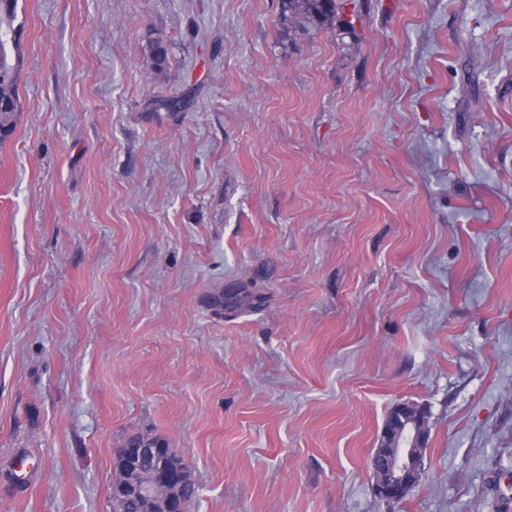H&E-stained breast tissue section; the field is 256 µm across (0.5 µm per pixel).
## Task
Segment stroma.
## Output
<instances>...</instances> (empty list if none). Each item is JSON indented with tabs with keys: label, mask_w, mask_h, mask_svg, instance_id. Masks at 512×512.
I'll return each mask as SVG.
<instances>
[{
	"label": "stroma",
	"mask_w": 512,
	"mask_h": 512,
	"mask_svg": "<svg viewBox=\"0 0 512 512\" xmlns=\"http://www.w3.org/2000/svg\"><path fill=\"white\" fill-rule=\"evenodd\" d=\"M359 16L344 46L279 0H18L0 512H112L136 433L188 512H512V0ZM403 401L424 474L386 503ZM408 402L396 403L389 411L383 428L384 443L391 451L375 452L372 458L373 491L387 503L403 500L423 474V449L426 443L425 425H420L418 414L411 415Z\"/></svg>",
	"instance_id": "obj_1"
}]
</instances>
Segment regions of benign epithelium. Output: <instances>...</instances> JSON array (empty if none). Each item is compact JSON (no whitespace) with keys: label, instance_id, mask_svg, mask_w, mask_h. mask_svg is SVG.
<instances>
[{"label":"benign epithelium","instance_id":"benign-epithelium-1","mask_svg":"<svg viewBox=\"0 0 512 512\" xmlns=\"http://www.w3.org/2000/svg\"><path fill=\"white\" fill-rule=\"evenodd\" d=\"M411 407V403L400 402L391 408L382 428L390 450L377 451L372 458L373 491L387 503L407 497L423 474L426 428L418 415L407 412ZM117 455L123 467L114 491L137 500L147 512H184V504H176V498L187 475L172 461V449L126 441Z\"/></svg>","mask_w":512,"mask_h":512}]
</instances>
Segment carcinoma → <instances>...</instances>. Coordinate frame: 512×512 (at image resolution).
Wrapping results in <instances>:
<instances>
[{"label": "carcinoma", "instance_id": "carcinoma-1", "mask_svg": "<svg viewBox=\"0 0 512 512\" xmlns=\"http://www.w3.org/2000/svg\"><path fill=\"white\" fill-rule=\"evenodd\" d=\"M347 6L348 0H281V19L290 30L310 31L337 21L338 30L346 31L353 29L352 21L340 19ZM17 7L18 0H0V144L13 133L21 110Z\"/></svg>", "mask_w": 512, "mask_h": 512}]
</instances>
